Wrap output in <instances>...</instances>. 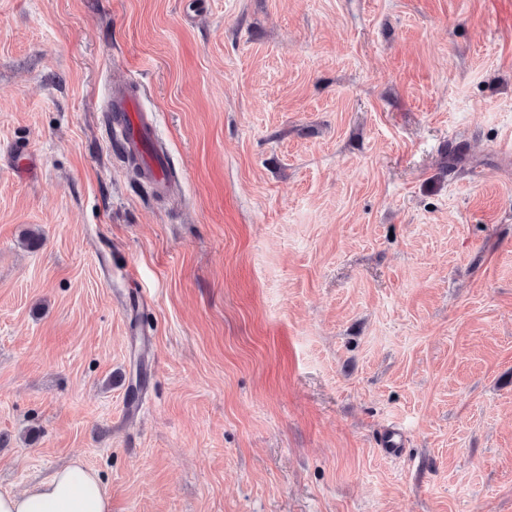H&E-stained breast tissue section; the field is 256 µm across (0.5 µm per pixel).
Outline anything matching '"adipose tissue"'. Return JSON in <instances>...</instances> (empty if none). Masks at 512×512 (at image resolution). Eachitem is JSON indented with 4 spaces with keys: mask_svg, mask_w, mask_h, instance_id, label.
I'll return each mask as SVG.
<instances>
[{
    "mask_svg": "<svg viewBox=\"0 0 512 512\" xmlns=\"http://www.w3.org/2000/svg\"><path fill=\"white\" fill-rule=\"evenodd\" d=\"M0 512H112V503L99 476L75 463L23 493H0Z\"/></svg>",
    "mask_w": 512,
    "mask_h": 512,
    "instance_id": "ef3b65f1",
    "label": "adipose tissue"
}]
</instances>
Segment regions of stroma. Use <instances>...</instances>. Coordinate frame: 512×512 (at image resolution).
Returning <instances> with one entry per match:
<instances>
[{"label": "stroma", "instance_id": "1", "mask_svg": "<svg viewBox=\"0 0 512 512\" xmlns=\"http://www.w3.org/2000/svg\"><path fill=\"white\" fill-rule=\"evenodd\" d=\"M508 140L512 0H0V493L512 512ZM113 97L120 104L122 112L125 113L126 123L124 122L119 129L123 151L137 154L149 152V147L155 143L152 125L149 123L147 115L128 96L125 97L123 91L119 89L112 92L109 112H112ZM128 101L131 102V105L128 104ZM0 512H112V503L99 476L74 463L23 493H0Z\"/></svg>", "mask_w": 512, "mask_h": 512}]
</instances>
